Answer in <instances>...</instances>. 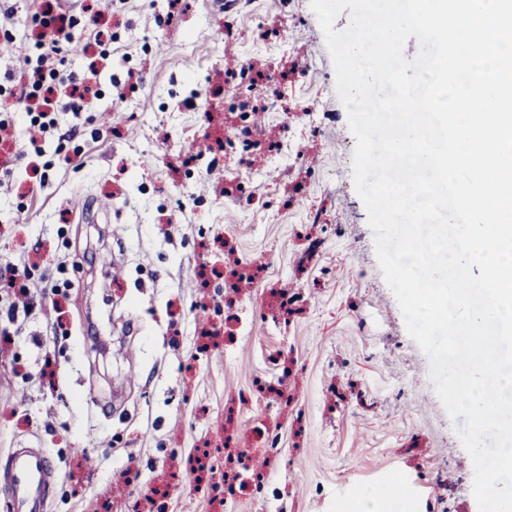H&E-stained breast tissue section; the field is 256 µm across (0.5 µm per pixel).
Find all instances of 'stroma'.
Listing matches in <instances>:
<instances>
[{"label": "stroma", "mask_w": 512, "mask_h": 512, "mask_svg": "<svg viewBox=\"0 0 512 512\" xmlns=\"http://www.w3.org/2000/svg\"><path fill=\"white\" fill-rule=\"evenodd\" d=\"M82 53L64 66L91 74L86 110L60 98L55 128L18 116L0 128V261H26L32 311L0 332V468L31 443L57 473L49 512H136L168 483L153 512H337L350 485L414 486L411 512H479L473 465L380 269L352 180L355 139L310 0H109L97 45L86 0H60ZM38 0H0V84L32 55ZM223 29L224 40L212 39ZM252 64L275 92L224 86ZM254 107V141L290 156L241 155L237 103ZM111 115L102 123L100 113ZM210 149L193 157L192 143ZM313 260H306L307 251ZM263 257L239 294L225 288L227 254ZM67 284L52 309L43 288ZM301 292L300 313L278 308ZM217 331L215 345L202 330ZM293 357L300 427L259 393L277 382L272 354ZM59 385H34L44 356ZM357 384L369 408L337 402ZM249 456H269L263 494L197 488L185 464L224 445L226 414ZM280 440L268 451L257 425ZM138 473L125 484L128 467Z\"/></svg>", "instance_id": "1"}]
</instances>
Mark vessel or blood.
Listing matches in <instances>:
<instances>
[{
	"label": "vessel or blood",
	"mask_w": 512,
	"mask_h": 512,
	"mask_svg": "<svg viewBox=\"0 0 512 512\" xmlns=\"http://www.w3.org/2000/svg\"><path fill=\"white\" fill-rule=\"evenodd\" d=\"M55 471L41 449L20 445L12 449L0 491L8 497L13 512H46L48 493Z\"/></svg>",
	"instance_id": "vessel-or-blood-1"
}]
</instances>
